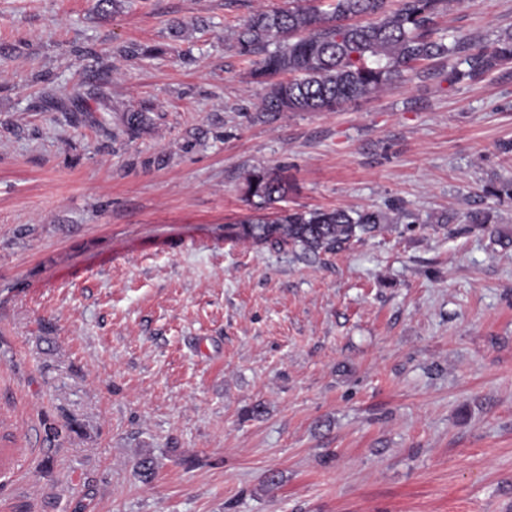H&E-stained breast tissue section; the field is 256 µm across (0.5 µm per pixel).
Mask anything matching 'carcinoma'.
I'll list each match as a JSON object with an SVG mask.
<instances>
[{
  "mask_svg": "<svg viewBox=\"0 0 512 512\" xmlns=\"http://www.w3.org/2000/svg\"><path fill=\"white\" fill-rule=\"evenodd\" d=\"M295 5L254 13L240 28L235 47L244 56L255 55L252 77L267 85L261 112L277 117L283 112H334L343 103L372 95L408 72L419 73L424 61H448L433 72L453 85L474 82L512 61V33L489 45L468 34L437 35L436 17L453 0H293ZM108 70L69 96L50 87L42 92L47 108L69 115L75 125H107L100 113L112 111L106 91ZM97 103L96 109L87 100ZM143 111L124 113L131 135L150 125ZM244 196L257 210H265L288 194V180L266 169L245 177ZM482 192L512 201V178L490 182ZM418 215L398 205L387 211H357L342 207L282 210L273 218L243 221L244 236L273 249L290 246L304 254L336 252L352 241L381 231L386 224H419ZM466 223L490 230V212L474 210Z\"/></svg>",
  "mask_w": 512,
  "mask_h": 512,
  "instance_id": "1",
  "label": "carcinoma"
}]
</instances>
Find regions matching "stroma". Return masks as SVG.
<instances>
[{"mask_svg":"<svg viewBox=\"0 0 512 512\" xmlns=\"http://www.w3.org/2000/svg\"><path fill=\"white\" fill-rule=\"evenodd\" d=\"M287 4L0 0V512H512V202L481 192L512 177V62L271 120L234 35ZM437 27L491 43L512 0ZM100 60L108 128L44 108ZM257 167L286 207L422 222L278 251L242 234ZM476 208L502 244L436 224Z\"/></svg>","mask_w":512,"mask_h":512,"instance_id":"35a3bbf8","label":"stroma"}]
</instances>
